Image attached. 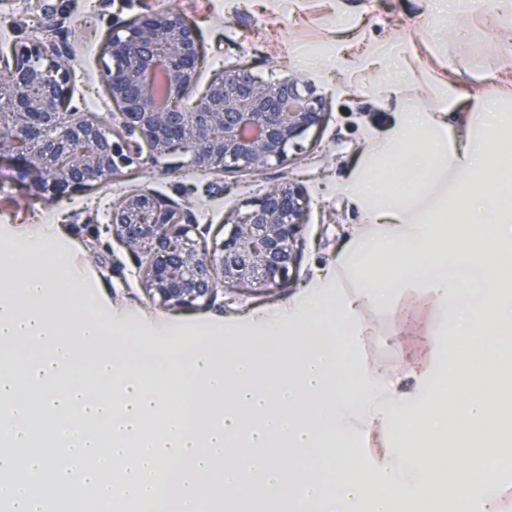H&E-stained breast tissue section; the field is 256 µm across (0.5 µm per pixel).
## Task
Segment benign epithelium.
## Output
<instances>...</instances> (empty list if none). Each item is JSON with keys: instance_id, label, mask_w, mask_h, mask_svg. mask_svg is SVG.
Segmentation results:
<instances>
[{"instance_id": "7a95c632", "label": "benign epithelium", "mask_w": 512, "mask_h": 512, "mask_svg": "<svg viewBox=\"0 0 512 512\" xmlns=\"http://www.w3.org/2000/svg\"><path fill=\"white\" fill-rule=\"evenodd\" d=\"M101 80L118 107L107 129L90 113L69 112V52L52 40L0 54V152L26 161L21 178L54 200L133 165L172 154L201 171L260 170L321 120V99L296 74L264 82L232 67L210 80L182 112L176 102L204 67L199 31L172 11L148 9L116 26L103 45ZM307 203L290 183L267 189L211 248L189 236L191 213L144 190L123 197L108 228L127 252L148 262L149 291L164 305L214 297L218 285L269 289L297 257Z\"/></svg>"}]
</instances>
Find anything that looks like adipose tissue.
<instances>
[{
  "mask_svg": "<svg viewBox=\"0 0 512 512\" xmlns=\"http://www.w3.org/2000/svg\"><path fill=\"white\" fill-rule=\"evenodd\" d=\"M455 89L400 104L346 194L362 222L336 260L287 305L206 340L141 356L110 352L128 320L73 260L55 220L0 225V512H499L512 485V101L448 133ZM415 188L405 189L407 180ZM443 233H436V226ZM422 289L448 314L437 366L412 394L356 357L363 308ZM22 342L32 352L22 360ZM92 360L90 384L71 381ZM348 376L332 392V375ZM377 441L366 460L360 439ZM339 446L327 492L299 473ZM65 451L70 466L59 465ZM80 471L83 495L70 492Z\"/></svg>",
  "mask_w": 512,
  "mask_h": 512,
  "instance_id": "adipose-tissue-1",
  "label": "adipose tissue"
}]
</instances>
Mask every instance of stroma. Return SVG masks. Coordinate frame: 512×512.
I'll return each instance as SVG.
<instances>
[{"label": "stroma", "mask_w": 512, "mask_h": 512, "mask_svg": "<svg viewBox=\"0 0 512 512\" xmlns=\"http://www.w3.org/2000/svg\"><path fill=\"white\" fill-rule=\"evenodd\" d=\"M148 7L178 12L197 27L205 57L201 82L231 64L264 81L293 73L313 86L323 114L289 148L285 162L259 171L215 174L170 156L159 166H131L53 202L16 179L21 158L0 155V225L36 224L50 215L63 219L76 264L106 282L113 305L138 321L137 334L125 335L114 350L132 363L153 344L166 349L207 339L203 321L227 323L286 305L335 264L360 221L337 187L353 178L370 149L369 137L394 119V102L378 94L379 81L392 80L405 97L425 105L453 83L457 95L448 125L454 135L475 119L482 100L512 93V19L492 24L475 8L450 15L443 0H0V48L45 38L67 43L70 106L91 103L106 118L116 107L100 79L102 46L117 22ZM287 181L299 187L307 209L290 279L269 291L223 287L208 301L161 306L149 296L145 259L127 255L104 229L113 202L150 190L189 206L198 232L207 243H218L232 213ZM445 317L421 289H400L389 307L363 310L373 334L359 357L366 366L401 372L402 392L413 393L418 371L434 364L429 345ZM174 320L190 323L187 335H162L164 324Z\"/></svg>", "instance_id": "obj_1"}]
</instances>
